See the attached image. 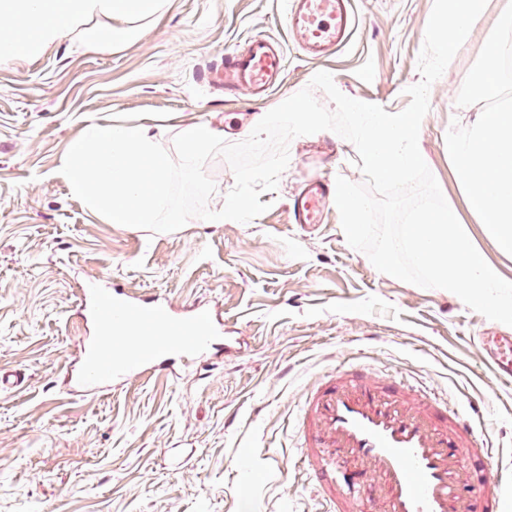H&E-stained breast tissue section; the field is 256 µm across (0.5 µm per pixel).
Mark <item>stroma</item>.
Here are the masks:
<instances>
[{
    "label": "stroma",
    "instance_id": "obj_1",
    "mask_svg": "<svg viewBox=\"0 0 512 512\" xmlns=\"http://www.w3.org/2000/svg\"><path fill=\"white\" fill-rule=\"evenodd\" d=\"M285 2L166 0L133 44L62 42L0 64V371L24 375L0 389V512H329L300 461L297 418L308 387L343 364L429 386L452 406L481 405L495 452L470 457L469 469L479 482L512 471V384L491 375L480 347L512 326L452 292L379 272L348 245L337 208L311 227L293 220L307 182H363L351 142L331 131L296 137L277 190L260 197L266 212L246 224L195 217L168 233L105 223L60 172L88 121L145 125L168 150L195 122L237 143L255 113L320 71L353 99L408 106L433 0H352L361 23L321 62L286 28ZM506 3L489 0L433 84L421 137L470 240L512 280V255L468 211L445 142L452 122L467 125L479 110L456 99ZM256 34L287 55L283 85L259 103L218 78L225 54ZM90 279L103 292L200 304L236 345L99 394L75 392L81 346L95 335L76 313Z\"/></svg>",
    "mask_w": 512,
    "mask_h": 512
}]
</instances>
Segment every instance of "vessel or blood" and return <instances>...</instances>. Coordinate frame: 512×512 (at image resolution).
<instances>
[{"label":"vessel or blood","mask_w":512,"mask_h":512,"mask_svg":"<svg viewBox=\"0 0 512 512\" xmlns=\"http://www.w3.org/2000/svg\"><path fill=\"white\" fill-rule=\"evenodd\" d=\"M284 21L313 59L332 54L355 24L348 0H290ZM285 67L283 48L257 34L225 54L224 81L261 98L278 88ZM325 200L323 184L311 185L294 204L299 221L317 223ZM94 315L97 336L76 378L89 391L155 370L168 356L210 353L220 333L206 313L160 315L118 289ZM485 364L512 382V336L489 338ZM478 416L477 406L450 409L426 390L376 383L341 365L306 393L302 462L320 480L331 512H357L359 485L369 489L378 512H488L497 494L475 491L465 464L493 447L474 429Z\"/></svg>","instance_id":"b4317fda"}]
</instances>
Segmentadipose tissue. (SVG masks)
<instances>
[{
  "instance_id": "ef3b65f1",
  "label": "adipose tissue",
  "mask_w": 512,
  "mask_h": 512,
  "mask_svg": "<svg viewBox=\"0 0 512 512\" xmlns=\"http://www.w3.org/2000/svg\"><path fill=\"white\" fill-rule=\"evenodd\" d=\"M165 0H0V62L33 58L66 39L98 48L135 42Z\"/></svg>"
}]
</instances>
